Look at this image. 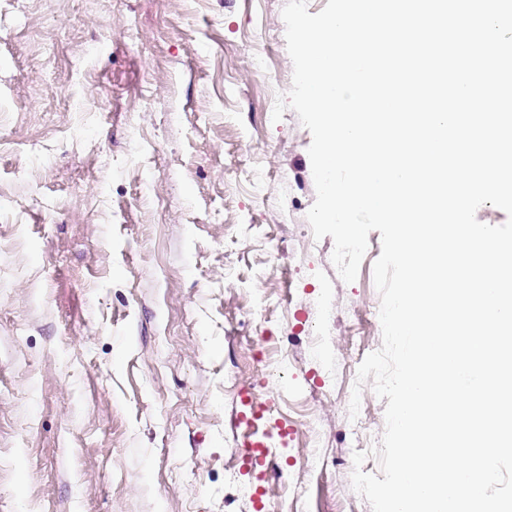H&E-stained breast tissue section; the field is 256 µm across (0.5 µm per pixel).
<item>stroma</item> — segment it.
<instances>
[{
  "instance_id": "obj_1",
  "label": "stroma",
  "mask_w": 512,
  "mask_h": 512,
  "mask_svg": "<svg viewBox=\"0 0 512 512\" xmlns=\"http://www.w3.org/2000/svg\"><path fill=\"white\" fill-rule=\"evenodd\" d=\"M286 2L0 0V512H273L237 426L270 399L313 422L275 441L308 488L283 512H372L353 454L388 401L363 385L357 433L344 405L381 237L350 284L331 237L303 246L312 136L269 118Z\"/></svg>"
}]
</instances>
